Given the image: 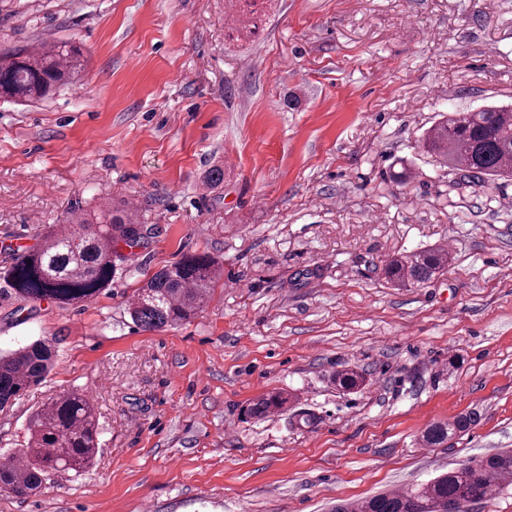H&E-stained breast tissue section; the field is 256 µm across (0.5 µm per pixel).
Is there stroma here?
Listing matches in <instances>:
<instances>
[{"mask_svg":"<svg viewBox=\"0 0 512 512\" xmlns=\"http://www.w3.org/2000/svg\"><path fill=\"white\" fill-rule=\"evenodd\" d=\"M230 11L0 0V51L86 59L52 99L0 100V267L78 208L127 202L149 230L82 306L0 293V351H60L0 411V449L73 388L101 431L85 473L0 492V512H329L512 449V181L451 189L419 148L441 112L512 106V0H275L254 43L225 39ZM438 246L445 274L386 282V260ZM187 253L223 263L204 310L136 326L132 295ZM343 369L362 387H337ZM274 389L287 412L244 416ZM468 411V432L423 445Z\"/></svg>","mask_w":512,"mask_h":512,"instance_id":"stroma-1","label":"stroma"}]
</instances>
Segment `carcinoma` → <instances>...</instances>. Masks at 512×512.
Segmentation results:
<instances>
[{
	"label": "carcinoma",
	"mask_w": 512,
	"mask_h": 512,
	"mask_svg": "<svg viewBox=\"0 0 512 512\" xmlns=\"http://www.w3.org/2000/svg\"><path fill=\"white\" fill-rule=\"evenodd\" d=\"M227 37L255 41L261 33L266 0H231ZM83 54L77 45L61 41L36 53L17 49L0 53V99L38 101L54 95L82 71ZM422 148L439 164L450 168L460 189L497 177H512V107L489 106L459 116L441 117L422 139ZM65 229H53L10 266L0 280L30 302L53 301L79 306L100 294L112 282L118 263L125 260L119 245H140L147 236L132 211L99 210L95 220L73 216ZM448 251L429 248L390 259L386 278L399 287L423 286L448 268ZM220 262L203 254H186L161 269L138 290L129 304L131 319L147 330L176 328L204 308L212 284L220 276ZM56 339L43 337L0 354V411L24 391L40 383L58 361ZM336 385L353 390L363 381L354 369L336 372ZM288 394L271 391L247 408L252 418L287 410ZM469 412L451 422L428 428L424 442L440 446L475 425ZM99 448L98 419L89 397L78 389L58 395L29 420L25 447L0 461V489L18 497L41 492L54 475L80 473L92 463ZM512 479V450L465 461L448 472L415 487L336 505L335 512H466L468 504L486 499L497 481Z\"/></svg>",
	"instance_id": "cac0c4a2"
}]
</instances>
